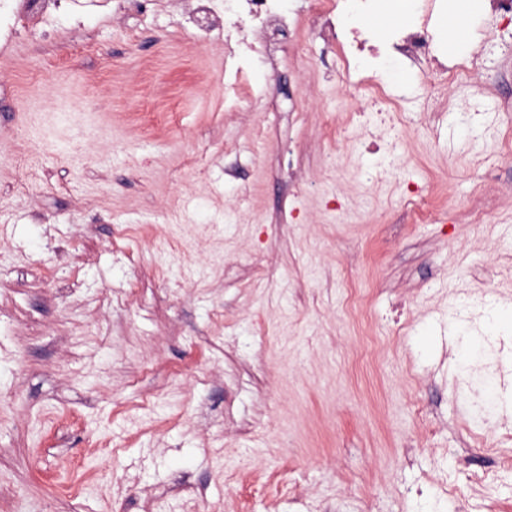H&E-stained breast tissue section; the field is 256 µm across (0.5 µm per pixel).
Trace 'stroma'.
<instances>
[{
	"label": "stroma",
	"mask_w": 512,
	"mask_h": 512,
	"mask_svg": "<svg viewBox=\"0 0 512 512\" xmlns=\"http://www.w3.org/2000/svg\"><path fill=\"white\" fill-rule=\"evenodd\" d=\"M194 7L0 37V512H512V410L488 433L461 372L478 345L512 398V23L477 2L449 77L342 130L360 91L289 44L253 67L274 104L225 98Z\"/></svg>",
	"instance_id": "1"
}]
</instances>
